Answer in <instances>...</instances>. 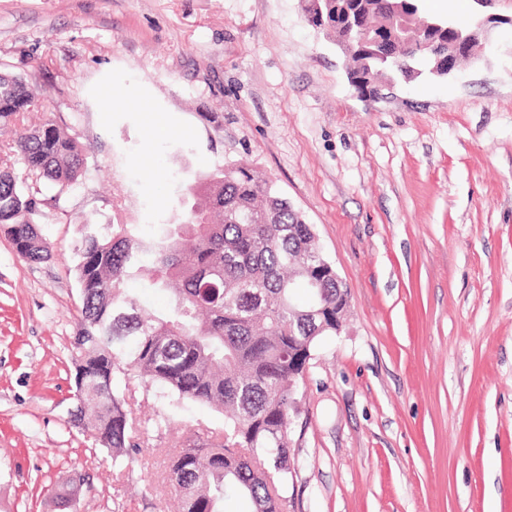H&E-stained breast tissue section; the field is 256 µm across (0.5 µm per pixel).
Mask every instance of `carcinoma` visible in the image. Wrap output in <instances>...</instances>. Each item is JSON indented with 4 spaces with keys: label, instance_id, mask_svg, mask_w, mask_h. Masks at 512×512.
I'll return each instance as SVG.
<instances>
[{
    "label": "carcinoma",
    "instance_id": "1",
    "mask_svg": "<svg viewBox=\"0 0 512 512\" xmlns=\"http://www.w3.org/2000/svg\"><path fill=\"white\" fill-rule=\"evenodd\" d=\"M371 40L409 38L420 30L421 0L404 13L385 0H358ZM377 75L381 56L351 57ZM412 79H435L434 53L408 60ZM38 101L25 79L0 72V125L22 122ZM35 184L64 189L84 167V148L52 122L24 129L9 145ZM195 202L166 238L145 239L133 224H85L76 249L81 303L73 346L82 376L87 421L112 454L116 477L136 453L140 426L135 387L156 388L169 405L184 401L224 414V427L203 445H182L168 457L180 512H222L224 499L248 497L253 512H286L288 484L300 466L290 448L299 385L321 341L336 335V308L348 293L321 267L313 227L245 162L224 166L187 188ZM38 200L9 168H0V233L18 256L40 263L51 247L35 221ZM167 293V309L144 311L127 288L134 279ZM318 282L306 302L296 283Z\"/></svg>",
    "mask_w": 512,
    "mask_h": 512
}]
</instances>
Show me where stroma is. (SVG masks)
Listing matches in <instances>:
<instances>
[{
    "mask_svg": "<svg viewBox=\"0 0 512 512\" xmlns=\"http://www.w3.org/2000/svg\"><path fill=\"white\" fill-rule=\"evenodd\" d=\"M466 10L497 18L482 62L366 102L299 0H0V70L40 93L28 124L85 148L38 195L51 258L0 234V512H176L168 452L224 417L145 394L116 478L71 415L75 248L88 222L163 236L195 175L237 161L349 293L293 419L289 512H512V0Z\"/></svg>",
    "mask_w": 512,
    "mask_h": 512,
    "instance_id": "stroma-1",
    "label": "stroma"
}]
</instances>
